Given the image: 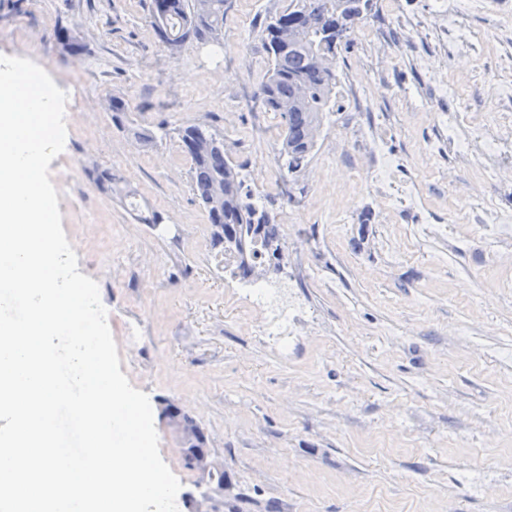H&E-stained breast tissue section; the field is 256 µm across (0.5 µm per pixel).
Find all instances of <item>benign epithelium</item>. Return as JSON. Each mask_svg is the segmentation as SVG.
I'll list each match as a JSON object with an SVG mask.
<instances>
[{
  "label": "benign epithelium",
  "mask_w": 512,
  "mask_h": 512,
  "mask_svg": "<svg viewBox=\"0 0 512 512\" xmlns=\"http://www.w3.org/2000/svg\"><path fill=\"white\" fill-rule=\"evenodd\" d=\"M161 415L180 437L183 459L188 467L198 473L203 481H210L216 471L224 470V465L217 461L205 432L182 409L170 400L161 402ZM224 491V485L214 487V494H185L188 512H215L214 495Z\"/></svg>",
  "instance_id": "obj_1"
}]
</instances>
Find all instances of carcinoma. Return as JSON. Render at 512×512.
I'll return each mask as SVG.
<instances>
[{
	"instance_id": "obj_1",
	"label": "carcinoma",
	"mask_w": 512,
	"mask_h": 512,
	"mask_svg": "<svg viewBox=\"0 0 512 512\" xmlns=\"http://www.w3.org/2000/svg\"><path fill=\"white\" fill-rule=\"evenodd\" d=\"M227 0H152L150 22L160 40L178 50L190 42L222 43ZM370 0H289L288 8L264 28L271 57L259 96L263 106L283 123L281 167L295 176L307 166L319 130L336 103V55L351 40L357 20ZM129 104L112 98V120L144 148L157 134L125 124ZM180 146L191 160L192 189L208 214L212 239L232 259V274L243 280L280 272L288 251L279 224L258 197L243 190L239 172L227 158L224 139L204 121L176 129ZM98 188L121 200L134 197L116 171H97Z\"/></svg>"
}]
</instances>
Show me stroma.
Returning a JSON list of instances; mask_svg holds the SVG:
<instances>
[{"instance_id":"1","label":"stroma","mask_w":512,"mask_h":512,"mask_svg":"<svg viewBox=\"0 0 512 512\" xmlns=\"http://www.w3.org/2000/svg\"><path fill=\"white\" fill-rule=\"evenodd\" d=\"M289 0H228L222 45L170 52L151 0H0V55L27 58L69 95L63 152L50 163L62 228L81 274L97 281L120 370L151 405L178 403L224 462L236 512H512V244L468 223L454 153L427 154L435 116L500 108L475 69L457 95L435 87L450 68L410 37L388 0H372L337 54V96L308 166L281 170L282 120L258 97L271 60L262 41ZM83 48L61 51L56 29ZM127 122L170 129L142 148ZM206 119L245 187L271 199L288 246L271 276L294 305L287 359L224 270L191 161L173 129ZM391 123L387 146L417 181L447 238L411 214H386L357 179L360 133ZM122 173L156 224L102 192L95 168ZM160 454L193 490L179 440L161 414ZM129 104L122 98L112 97V120L120 129L131 134L144 148L152 147L158 140L156 133L147 132L140 128L129 127L125 124Z\"/></svg>"}]
</instances>
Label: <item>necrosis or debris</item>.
Masks as SVG:
<instances>
[{"instance_id":"obj_1","label":"necrosis or debris","mask_w":512,"mask_h":512,"mask_svg":"<svg viewBox=\"0 0 512 512\" xmlns=\"http://www.w3.org/2000/svg\"><path fill=\"white\" fill-rule=\"evenodd\" d=\"M483 0H430L429 14L418 19L403 16L410 34H433L452 63L451 75H438L440 91L463 86L470 71L478 67L494 41L512 39V18L501 17L494 29L475 26L471 17L483 11ZM443 133L442 142L468 166L480 183L512 182V115L503 116L493 124H481L469 113L451 112L437 116ZM362 143L374 162L363 173L365 182L375 189L386 212H410L427 222L428 208L419 185L400 177L402 161L391 153L380 131L364 133ZM466 214L481 224L497 227V237L512 240V212L500 208L485 193L475 190L466 199ZM247 294L255 308L265 311L261 333L265 336H287L290 317L287 309L278 307V295L264 281L249 283Z\"/></svg>"}]
</instances>
